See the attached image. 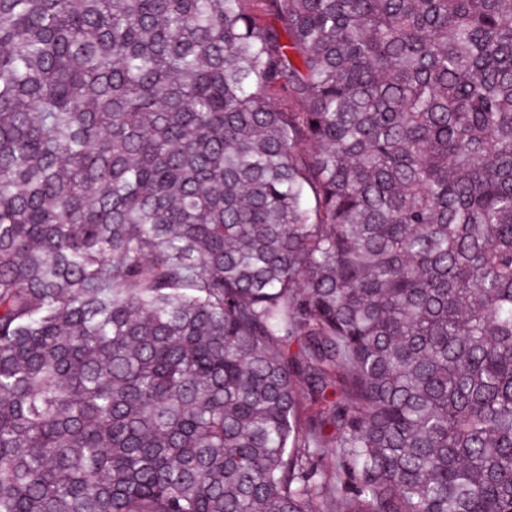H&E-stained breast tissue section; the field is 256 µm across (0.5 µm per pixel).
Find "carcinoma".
Returning a JSON list of instances; mask_svg holds the SVG:
<instances>
[{
  "label": "carcinoma",
  "mask_w": 512,
  "mask_h": 512,
  "mask_svg": "<svg viewBox=\"0 0 512 512\" xmlns=\"http://www.w3.org/2000/svg\"><path fill=\"white\" fill-rule=\"evenodd\" d=\"M0 512H512V0H0Z\"/></svg>",
  "instance_id": "obj_1"
}]
</instances>
